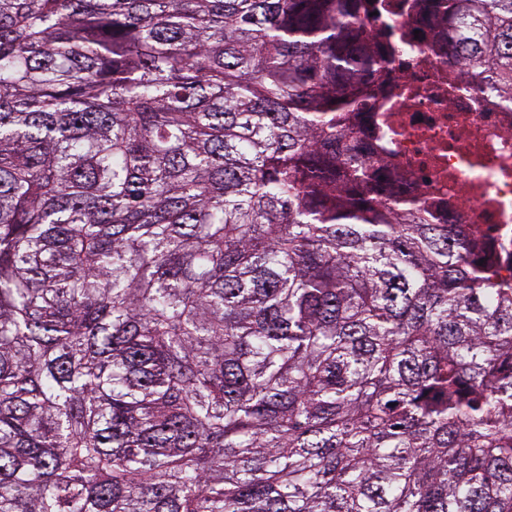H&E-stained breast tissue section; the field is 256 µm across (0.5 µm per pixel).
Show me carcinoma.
I'll use <instances>...</instances> for the list:
<instances>
[{"label": "carcinoma", "instance_id": "cac0c4a2", "mask_svg": "<svg viewBox=\"0 0 512 512\" xmlns=\"http://www.w3.org/2000/svg\"><path fill=\"white\" fill-rule=\"evenodd\" d=\"M358 11L0 0V512H512V283L370 196Z\"/></svg>", "mask_w": 512, "mask_h": 512}]
</instances>
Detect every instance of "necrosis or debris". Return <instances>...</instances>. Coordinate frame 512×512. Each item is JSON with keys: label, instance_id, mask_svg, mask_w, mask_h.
Returning <instances> with one entry per match:
<instances>
[{"label": "necrosis or debris", "instance_id": "necrosis-or-debris-1", "mask_svg": "<svg viewBox=\"0 0 512 512\" xmlns=\"http://www.w3.org/2000/svg\"><path fill=\"white\" fill-rule=\"evenodd\" d=\"M441 2L363 0L361 23L387 35L353 128L371 152L369 188L386 184L429 223L461 225L512 281V105L451 63Z\"/></svg>", "mask_w": 512, "mask_h": 512}]
</instances>
